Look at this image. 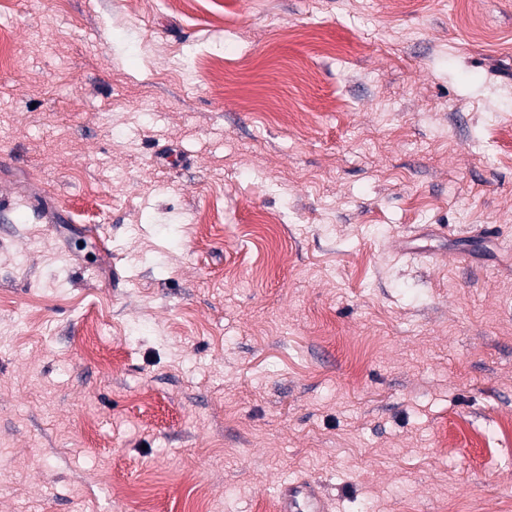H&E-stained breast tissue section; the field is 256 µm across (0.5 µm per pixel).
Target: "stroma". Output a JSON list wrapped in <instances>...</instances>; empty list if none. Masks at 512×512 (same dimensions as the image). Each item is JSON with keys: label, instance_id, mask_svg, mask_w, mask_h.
I'll return each instance as SVG.
<instances>
[{"label": "stroma", "instance_id": "obj_1", "mask_svg": "<svg viewBox=\"0 0 512 512\" xmlns=\"http://www.w3.org/2000/svg\"><path fill=\"white\" fill-rule=\"evenodd\" d=\"M0 29V512H512V0ZM280 512H329V501L317 484L298 481L282 485L278 492Z\"/></svg>", "mask_w": 512, "mask_h": 512}]
</instances>
